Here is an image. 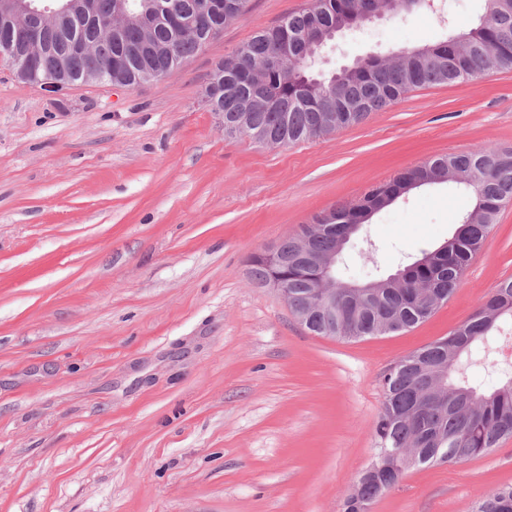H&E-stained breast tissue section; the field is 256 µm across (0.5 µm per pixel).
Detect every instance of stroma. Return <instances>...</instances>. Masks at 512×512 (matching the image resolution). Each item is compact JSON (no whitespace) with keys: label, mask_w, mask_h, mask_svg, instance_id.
<instances>
[{"label":"stroma","mask_w":512,"mask_h":512,"mask_svg":"<svg viewBox=\"0 0 512 512\" xmlns=\"http://www.w3.org/2000/svg\"><path fill=\"white\" fill-rule=\"evenodd\" d=\"M308 0L248 12L173 74L60 93L0 64V512H343L376 453L386 370L512 277V203L452 297L413 329L308 332L251 256L448 153L512 148V70L420 88L366 122L266 147L203 99L225 56ZM339 37L330 73L468 29L434 0ZM472 206L453 183L373 214L335 274L365 282L436 249ZM512 484V439L406 472L370 512H471Z\"/></svg>","instance_id":"35a3bbf8"}]
</instances>
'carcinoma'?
<instances>
[{
    "label": "carcinoma",
    "instance_id": "obj_1",
    "mask_svg": "<svg viewBox=\"0 0 512 512\" xmlns=\"http://www.w3.org/2000/svg\"><path fill=\"white\" fill-rule=\"evenodd\" d=\"M224 13L212 20L213 33H186L165 21L161 8L173 6L184 20L193 19L202 0H128V16L110 24L116 0H76L69 18L55 25L30 16L24 26L0 18V40L13 42L27 53V31L47 28V49L67 59L71 84L94 62L103 65L119 58L112 68V83L133 87L172 74L194 56L224 27L243 17L249 0H223ZM485 15L469 31L451 35L432 45L408 48V54L392 61L368 58L337 74L317 75L309 54L312 40L321 32L347 28L363 7L360 0H312L278 24L263 28L232 54L224 57L204 96L212 112L224 113V136H246L257 144L282 147L309 141L338 129L359 124L372 113L400 101L411 91L441 84L469 81L491 70L512 69V0H486ZM92 48L80 53L75 42ZM274 57L276 64L263 65ZM335 94L336 111L327 109L325 97ZM453 171L454 183L473 197V207L457 224L455 244L440 251L428 265L414 260L403 267L404 280L391 285L373 282L367 293L348 298L339 284L328 295L333 272L311 263L338 250L344 224H366L371 207L380 210L397 200L392 182L372 186L358 206H344L313 218L325 224L323 231L280 240L285 265L271 264L264 255L251 257L252 279L263 284L278 280L288 288V307L307 316L305 327L318 336H347L359 340L413 328L426 321L435 309L430 298L445 303L455 292L472 257L482 248L497 217L512 201V150L477 148L428 160L403 173H422L436 178ZM343 310L341 325L323 315L331 303ZM512 319V279L498 284L475 312L449 335L401 357L383 376L384 407L375 427L376 451L413 448L420 439V464L463 462L482 456L512 439V369H505L487 391L470 385L471 345L487 344L500 330V322ZM393 484L357 480L360 497L372 503L385 496ZM512 485L481 497L474 512H512Z\"/></svg>",
    "mask_w": 512,
    "mask_h": 512
}]
</instances>
